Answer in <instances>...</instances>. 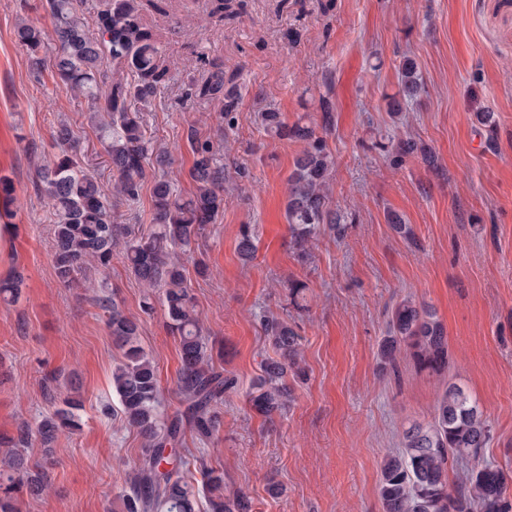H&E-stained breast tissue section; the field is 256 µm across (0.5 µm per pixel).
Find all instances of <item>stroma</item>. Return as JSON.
<instances>
[{"instance_id":"35a3bbf8","label":"stroma","mask_w":512,"mask_h":512,"mask_svg":"<svg viewBox=\"0 0 512 512\" xmlns=\"http://www.w3.org/2000/svg\"><path fill=\"white\" fill-rule=\"evenodd\" d=\"M233 14L212 17L210 0H167L144 7L169 79L144 115L153 146L172 150L181 194L195 125L246 179L224 185V213L184 256L187 281L207 336L224 346L217 370L237 393L218 403L212 440L185 432L179 470L194 486L222 477L253 512H381L378 483L387 455L409 424L432 418L448 383L475 397L492 424L481 461L512 468V0H229ZM45 0H0V175L17 203L0 217V278L20 273L17 303L0 305V438L29 432L25 449L49 473L41 499L20 497L19 512H122L121 495L143 457L139 432L123 421L112 369L123 358L112 341L102 296L138 318L139 343L153 361L165 415L181 408L178 341L162 305L141 309L143 288L122 256L106 272H83L87 285L61 284L53 267V220L35 189L37 166L53 161L52 131L67 122L104 190L112 170L90 105L60 89L50 70L33 73L14 28L23 19L45 31V55L58 43ZM413 58L424 91L413 111L390 116L398 68ZM223 62L241 92L233 129L218 128L209 103L183 105L185 83L202 78L200 58ZM329 97L334 123L326 141L335 158L331 205L354 218L342 240L323 236L299 260L285 218L288 176L301 146L266 135L258 114L272 107L288 122L319 121ZM486 108L495 132L478 124ZM414 136L431 145L440 169L416 160L394 168L372 140ZM495 150H487V137ZM403 215L412 239L398 236L387 212ZM255 228L250 264L235 252L241 225ZM207 275H199L198 263ZM307 284L308 307L288 303V283ZM434 310L448 339L444 376L400 358L380 372L377 348L391 308L405 296ZM295 322L303 337L306 382L287 411L266 419L246 391L272 349L257 317ZM78 382L83 426L44 447L38 422Z\"/></svg>"}]
</instances>
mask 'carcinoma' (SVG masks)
I'll return each instance as SVG.
<instances>
[{
	"label": "carcinoma",
	"mask_w": 512,
	"mask_h": 512,
	"mask_svg": "<svg viewBox=\"0 0 512 512\" xmlns=\"http://www.w3.org/2000/svg\"><path fill=\"white\" fill-rule=\"evenodd\" d=\"M82 3L46 0L59 44L52 69L65 91L91 102L89 120L99 127L113 183L111 192H105L84 163L70 126L59 124L53 137L60 152L36 172L37 184L54 217V269L62 283L70 284L90 266L107 269L112 254L118 252L144 287L159 291L147 295L143 306L148 313L153 310V300L159 299L167 314V327L178 337L176 388L186 405L183 416L166 417L161 411L162 392L155 366L138 343V320L127 316L115 301L101 299L112 338L123 349V360L112 370V389L119 398L124 422L136 428L144 440L142 463L130 491L122 495V503L124 512H198V493L173 465V444L186 421L199 437H212L220 425L214 406L237 391L238 381L213 368V346L204 334L180 255L191 251L205 225L216 223L223 215L224 182L230 173L212 144L191 124L187 141L193 161L188 177L194 191L187 196L176 192L168 178L171 152L154 149L145 136L142 107L167 81L169 70L161 61L153 34L142 23L141 0H99L93 33L83 17ZM14 36L26 52L30 69L42 72L46 63L42 27L22 20ZM199 63L208 66L207 74L188 82L185 98L217 104L219 118L233 127L239 106L237 87L224 81L222 63L204 58ZM399 85L398 95L389 101L390 111L396 115L411 111L424 89L413 60L401 63ZM320 110V122L298 120L291 125L275 109L260 113L267 135L303 145L288 176L285 209L288 230L301 258L320 235L342 239L352 223L330 204L329 174L334 158L317 129L327 132L333 126L331 102L321 99ZM371 148L385 153L397 167L414 159L431 170L438 169L434 150L411 136L375 141ZM148 181L152 182L151 229L139 232L114 223L116 203H136ZM14 202L12 180L1 176L0 203L8 212ZM235 251L244 264L255 258L257 244L250 225L241 226ZM21 286L19 275L0 279V301L16 302ZM261 323L274 355L261 361L247 401L257 414L271 419L283 415L292 402L288 380H302L306 371L301 366L302 336L296 325L270 312L261 315ZM377 356L383 371L405 356L419 369L442 375L449 367L443 324L435 313L406 296L391 311ZM77 393L78 388H71L63 406L40 421L37 433L43 445L54 442L64 429H78ZM491 432L479 402L462 386L448 385L434 406L431 421L411 424L403 431L402 448L383 461L378 485L382 512H512V498L507 495L512 471L493 463L467 468L461 485L448 490V460L478 458L489 444ZM27 441L26 432L10 440V450L0 461V512H18L20 492L39 497L48 487L46 471L33 468L19 450ZM222 483L220 477H211L203 487L211 512H252L249 497L224 495Z\"/></svg>",
	"instance_id": "cac0c4a2"
}]
</instances>
